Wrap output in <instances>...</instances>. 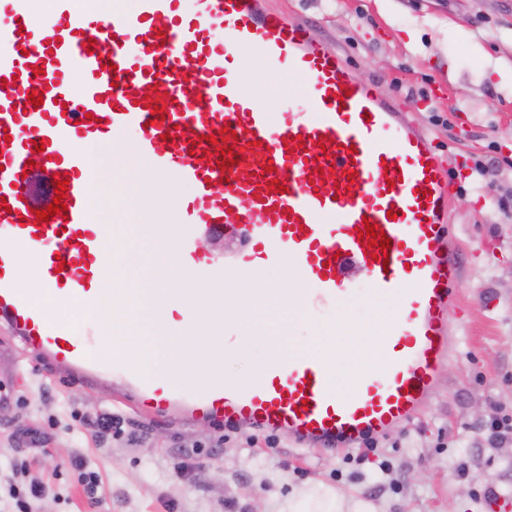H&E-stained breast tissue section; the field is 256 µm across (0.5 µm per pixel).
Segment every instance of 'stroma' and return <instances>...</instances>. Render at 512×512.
Returning <instances> with one entry per match:
<instances>
[{"mask_svg": "<svg viewBox=\"0 0 512 512\" xmlns=\"http://www.w3.org/2000/svg\"><path fill=\"white\" fill-rule=\"evenodd\" d=\"M268 2L410 112L454 182L448 219L464 278L448 317L458 344L435 396L376 451L307 450L283 431L147 416L119 385L47 372L0 325V503L23 469L46 486L30 512H280L314 489L372 512H512V449L487 432L512 415V0ZM239 57L261 104L308 109L300 78L264 71L251 51ZM476 156L485 171L461 176ZM342 305L376 336L394 301L362 292ZM89 415L110 416L111 431L87 425ZM84 469L98 473L95 488Z\"/></svg>", "mask_w": 512, "mask_h": 512, "instance_id": "35a3bbf8", "label": "stroma"}]
</instances>
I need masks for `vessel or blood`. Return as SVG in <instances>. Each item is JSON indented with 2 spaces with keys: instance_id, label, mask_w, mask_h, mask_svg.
<instances>
[{
  "instance_id": "vessel-or-blood-1",
  "label": "vessel or blood",
  "mask_w": 512,
  "mask_h": 512,
  "mask_svg": "<svg viewBox=\"0 0 512 512\" xmlns=\"http://www.w3.org/2000/svg\"><path fill=\"white\" fill-rule=\"evenodd\" d=\"M180 3L117 5L107 22L74 11L70 0H56L38 20L19 12L20 0H0L1 11H13L0 25V322L74 383L119 380L155 417L177 407L191 419L283 430L300 446L327 450L413 422L450 357L448 314L463 276L442 156L376 84L353 78L340 49L312 41L266 0H193L187 14ZM242 49L268 72L302 78L310 110L272 116L245 85ZM33 93L42 105L29 102ZM130 129L153 170L193 190L179 214L178 255L212 296L226 267L254 279L284 266L306 292L297 296L284 281L274 295L321 308L353 295L359 272L372 294L398 304L378 346L383 373L343 395L322 357L275 350L252 379L219 373L188 396L146 378L120 352L94 353L97 329L77 334L46 319L21 286L22 251L36 248L56 293H98L105 243L87 222L81 146ZM35 165L45 179L67 181L66 214L37 220L26 178ZM369 224L390 240L384 257L373 258L358 237ZM225 235L240 244L230 257L205 247Z\"/></svg>"
}]
</instances>
